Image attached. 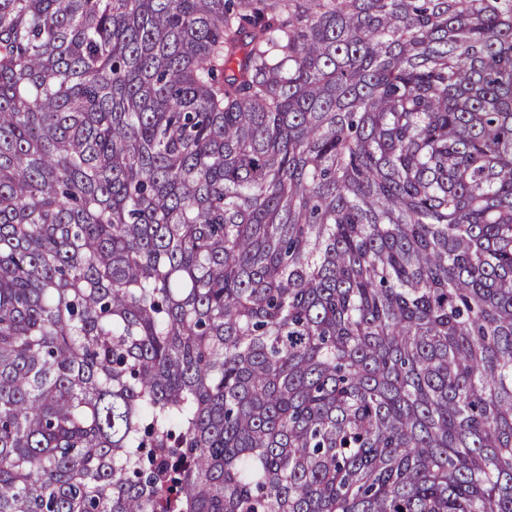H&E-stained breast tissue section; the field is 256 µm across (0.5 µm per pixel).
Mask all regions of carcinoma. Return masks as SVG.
<instances>
[{
  "label": "carcinoma",
  "mask_w": 512,
  "mask_h": 512,
  "mask_svg": "<svg viewBox=\"0 0 512 512\" xmlns=\"http://www.w3.org/2000/svg\"><path fill=\"white\" fill-rule=\"evenodd\" d=\"M0 512H512V0H0Z\"/></svg>",
  "instance_id": "carcinoma-1"
}]
</instances>
